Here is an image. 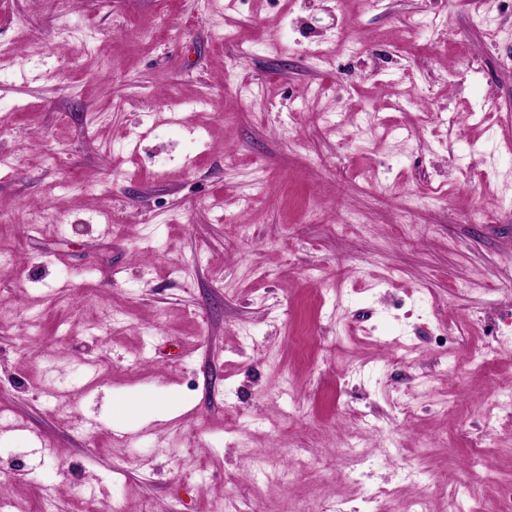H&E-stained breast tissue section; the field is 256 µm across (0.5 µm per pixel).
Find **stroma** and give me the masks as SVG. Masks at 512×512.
I'll return each mask as SVG.
<instances>
[{
  "mask_svg": "<svg viewBox=\"0 0 512 512\" xmlns=\"http://www.w3.org/2000/svg\"><path fill=\"white\" fill-rule=\"evenodd\" d=\"M1 42L13 512H495L512 0H0Z\"/></svg>",
  "mask_w": 512,
  "mask_h": 512,
  "instance_id": "1",
  "label": "stroma"
}]
</instances>
